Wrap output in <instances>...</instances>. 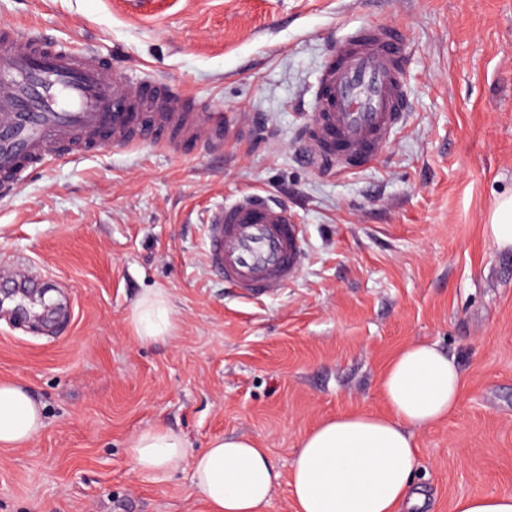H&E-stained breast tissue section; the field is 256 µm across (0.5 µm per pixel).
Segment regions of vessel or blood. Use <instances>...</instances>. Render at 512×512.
I'll return each instance as SVG.
<instances>
[{"instance_id":"obj_1","label":"vessel or blood","mask_w":512,"mask_h":512,"mask_svg":"<svg viewBox=\"0 0 512 512\" xmlns=\"http://www.w3.org/2000/svg\"><path fill=\"white\" fill-rule=\"evenodd\" d=\"M408 64L402 31L375 19L328 50L303 129V156L315 171L340 174L382 160L410 111ZM173 131L218 141L224 115L190 106L177 86L126 81L97 50L0 29V188L17 187L64 151L161 147ZM205 255L211 273L241 296H273L301 272V226L287 205L244 192L210 211Z\"/></svg>"}]
</instances>
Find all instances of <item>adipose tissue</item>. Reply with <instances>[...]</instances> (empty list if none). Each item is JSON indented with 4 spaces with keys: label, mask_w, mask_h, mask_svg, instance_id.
<instances>
[{
    "label": "adipose tissue",
    "mask_w": 512,
    "mask_h": 512,
    "mask_svg": "<svg viewBox=\"0 0 512 512\" xmlns=\"http://www.w3.org/2000/svg\"><path fill=\"white\" fill-rule=\"evenodd\" d=\"M136 340L164 341L176 327L164 291L143 294L129 317ZM464 372L436 344L405 346L380 383L386 413L352 410L328 418L300 439L289 478L294 512H413L421 506L414 475V429L435 425L457 408ZM45 426L26 387L0 381V447L27 445ZM186 438L161 424L136 433L128 453L133 472L158 477L176 470ZM268 449L244 436L214 438L193 459L197 494L208 512H266L281 484Z\"/></svg>",
    "instance_id": "1"
}]
</instances>
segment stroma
<instances>
[{"label":"stroma","instance_id":"1","mask_svg":"<svg viewBox=\"0 0 512 512\" xmlns=\"http://www.w3.org/2000/svg\"><path fill=\"white\" fill-rule=\"evenodd\" d=\"M369 19L405 31L412 109L381 163L319 174L296 149L307 91ZM1 26L178 85L230 135L63 154L0 199V269L61 306L19 319L0 279V379L46 414L0 449V512H207L189 460L132 472L134 433L164 424L190 455L248 436L286 474L324 418L384 411L386 364L420 341L466 380L457 410L415 431L421 512L512 494V251L484 231L512 195V0H0ZM252 190L296 212L305 247L299 277L262 300L225 288L204 248L210 210ZM155 290L176 329L142 344L128 318Z\"/></svg>","mask_w":512,"mask_h":512}]
</instances>
